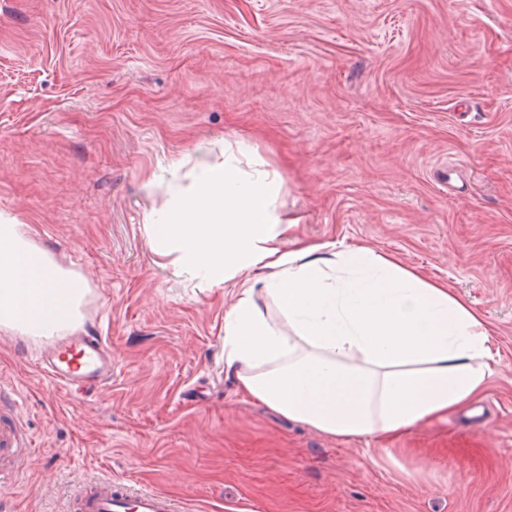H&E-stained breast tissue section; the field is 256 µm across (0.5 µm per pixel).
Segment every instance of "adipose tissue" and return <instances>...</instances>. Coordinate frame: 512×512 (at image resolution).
I'll return each instance as SVG.
<instances>
[{"label": "adipose tissue", "mask_w": 512, "mask_h": 512, "mask_svg": "<svg viewBox=\"0 0 512 512\" xmlns=\"http://www.w3.org/2000/svg\"><path fill=\"white\" fill-rule=\"evenodd\" d=\"M171 171V204L147 215L146 231L197 287L236 288L224 365L242 394L335 439L397 437L480 398L494 330L447 284L366 245L283 249L295 222L282 178L245 144ZM86 288L0 213V327L70 328Z\"/></svg>", "instance_id": "ef3b65f1"}]
</instances>
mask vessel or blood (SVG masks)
Here are the masks:
<instances>
[{"label":"vessel or blood","mask_w":512,"mask_h":512,"mask_svg":"<svg viewBox=\"0 0 512 512\" xmlns=\"http://www.w3.org/2000/svg\"><path fill=\"white\" fill-rule=\"evenodd\" d=\"M39 364L57 386L91 388L112 376V351L101 337L69 336L46 348ZM17 391L0 385V487L12 484L23 472L33 440L20 418ZM66 512H177L169 496L109 478L75 494Z\"/></svg>","instance_id":"vessel-or-blood-1"}]
</instances>
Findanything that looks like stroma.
Wrapping results in <instances>:
<instances>
[{
  "instance_id": "obj_1",
  "label": "stroma",
  "mask_w": 512,
  "mask_h": 512,
  "mask_svg": "<svg viewBox=\"0 0 512 512\" xmlns=\"http://www.w3.org/2000/svg\"><path fill=\"white\" fill-rule=\"evenodd\" d=\"M226 141L280 173L299 237L366 244L492 325L485 421L339 441L239 393L232 288L145 229L170 164ZM1 211L86 279L112 379L56 389L48 337L0 328L37 443L0 512L101 477L191 512H512V0H0Z\"/></svg>"
}]
</instances>
